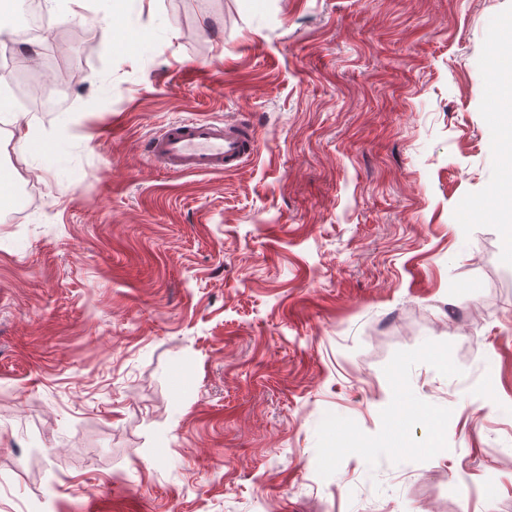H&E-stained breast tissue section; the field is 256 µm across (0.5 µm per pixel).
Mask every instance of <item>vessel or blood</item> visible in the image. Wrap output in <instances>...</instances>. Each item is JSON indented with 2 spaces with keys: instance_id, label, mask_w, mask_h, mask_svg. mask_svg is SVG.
<instances>
[{
  "instance_id": "1",
  "label": "vessel or blood",
  "mask_w": 512,
  "mask_h": 512,
  "mask_svg": "<svg viewBox=\"0 0 512 512\" xmlns=\"http://www.w3.org/2000/svg\"><path fill=\"white\" fill-rule=\"evenodd\" d=\"M258 152V132L243 120L169 122L150 139L148 155L174 173L211 174L237 170Z\"/></svg>"
}]
</instances>
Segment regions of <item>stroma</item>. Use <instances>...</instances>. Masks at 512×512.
<instances>
[{"label":"stroma","instance_id":"35a3bbf8","mask_svg":"<svg viewBox=\"0 0 512 512\" xmlns=\"http://www.w3.org/2000/svg\"><path fill=\"white\" fill-rule=\"evenodd\" d=\"M512 0H69L0 127V512H512ZM92 31L91 40L70 32ZM245 118L172 174L161 124ZM257 152V129L241 119L171 121L151 137L148 145L150 159L173 173L234 171Z\"/></svg>","mask_w":512,"mask_h":512}]
</instances>
